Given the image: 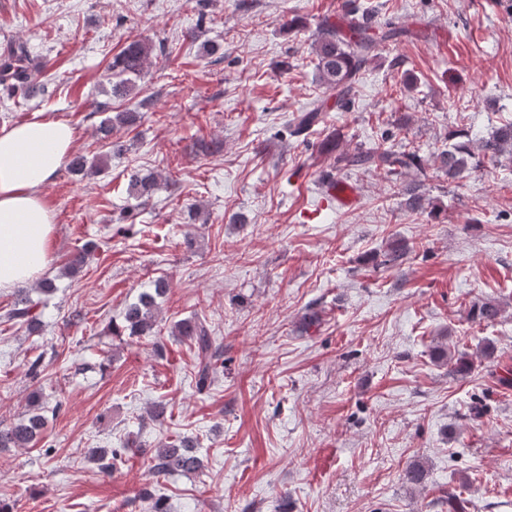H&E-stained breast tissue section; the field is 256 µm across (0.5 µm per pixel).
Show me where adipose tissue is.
Returning <instances> with one entry per match:
<instances>
[{"mask_svg": "<svg viewBox=\"0 0 512 512\" xmlns=\"http://www.w3.org/2000/svg\"><path fill=\"white\" fill-rule=\"evenodd\" d=\"M74 140L70 125L40 117L0 127V291L39 280L51 264L54 215L41 190Z\"/></svg>", "mask_w": 512, "mask_h": 512, "instance_id": "ef3b65f1", "label": "adipose tissue"}]
</instances>
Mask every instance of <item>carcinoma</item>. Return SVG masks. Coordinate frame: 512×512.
Wrapping results in <instances>:
<instances>
[{"label": "carcinoma", "instance_id": "cac0c4a2", "mask_svg": "<svg viewBox=\"0 0 512 512\" xmlns=\"http://www.w3.org/2000/svg\"><path fill=\"white\" fill-rule=\"evenodd\" d=\"M400 32L390 27L374 30L366 13H358L353 8L346 12L345 22L340 27H327L314 41L313 52L316 56L319 80L334 87L342 94H349L359 82L372 52L379 43L396 41ZM154 45L148 40L130 41L112 60L108 67L107 78H116L112 83V96L126 98L136 89L134 79L141 77L153 54ZM38 63L32 58L25 46L17 44L0 55V84L21 85L27 88V95L35 96L39 87L31 80L32 72ZM323 104L315 102L312 107L296 115L291 123V133L295 137L305 136L322 120ZM139 119L136 112H117L105 117L99 126L101 139L111 141L113 131L118 127H129ZM451 143L435 156L437 169L454 180L463 172L481 166L485 158H499L512 155V122L497 127L488 137L473 140L468 132H460L450 137ZM110 154H99L92 158L76 155L69 162V169L75 174H94L108 166ZM336 165L354 167L366 172H382L394 180L404 177L415 170L427 177L426 169L417 151L411 148L395 149L391 146H377L368 150L338 155ZM158 181L154 173L136 172L129 177L126 191L129 196L147 200L151 197ZM94 242H87L73 252L63 266V274L77 275L91 254L96 250ZM168 289L164 280L153 282V288L141 293L138 300L129 304L123 314L124 328L131 336H149L155 332L157 324V299L163 297ZM501 315L498 304L486 300L475 310L476 318L481 322L492 323ZM5 319L14 322L34 334L41 329V313L29 297V289L18 290L12 308ZM174 333L191 341L198 355L195 375L199 390L207 389L220 369L224 368L221 352L211 336L210 326L203 317L184 318L174 324ZM46 370L45 353L41 352L28 362L27 376L33 390L29 393V412L27 417L6 425L0 422V451L5 448H27L35 445L43 429V416L40 415L42 396L39 382ZM93 461L100 469L110 471L116 462L122 459L119 450L112 448H93L90 451ZM152 470L157 475L192 474L201 469V459L193 441L183 438L176 442L162 444L151 456ZM404 480L411 486L424 483V468L418 463L409 464L404 471Z\"/></svg>", "mask_w": 512, "mask_h": 512}]
</instances>
